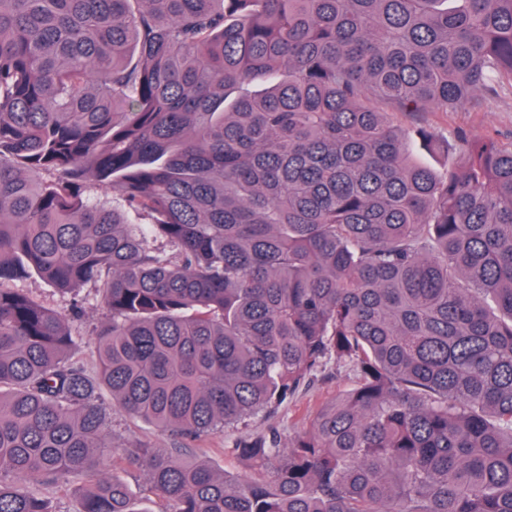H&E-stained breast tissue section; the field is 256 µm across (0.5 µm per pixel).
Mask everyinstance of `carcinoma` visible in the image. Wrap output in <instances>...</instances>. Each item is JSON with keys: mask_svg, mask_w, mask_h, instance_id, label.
<instances>
[{"mask_svg": "<svg viewBox=\"0 0 512 512\" xmlns=\"http://www.w3.org/2000/svg\"><path fill=\"white\" fill-rule=\"evenodd\" d=\"M505 91L512 0H0V512H148L109 454L168 512H512V141L439 171L394 121ZM333 357L356 385L241 477L106 438L101 385L196 439ZM20 286L27 289L30 295L41 300L49 307L67 312L71 298L58 293L41 279L33 277L20 284ZM82 298H84L81 304L83 315L77 324V329L81 333V336L77 337L81 339V343L74 352V359L79 361L89 372L96 373L98 360L91 345L90 333L96 325L105 319L107 309L101 297L94 295L93 292L88 295V290H84L78 297V299ZM33 488L39 497L49 501L56 512H74L78 509V499L72 494L36 482Z\"/></svg>", "mask_w": 512, "mask_h": 512, "instance_id": "obj_1", "label": "carcinoma"}]
</instances>
